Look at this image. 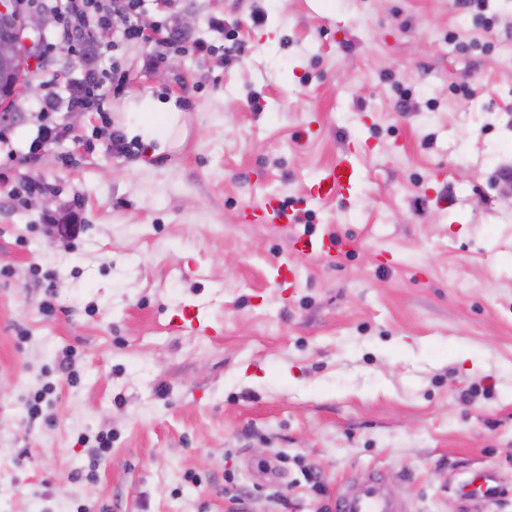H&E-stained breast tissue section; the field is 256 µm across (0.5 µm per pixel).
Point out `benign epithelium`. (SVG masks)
<instances>
[{
    "label": "benign epithelium",
    "mask_w": 512,
    "mask_h": 512,
    "mask_svg": "<svg viewBox=\"0 0 512 512\" xmlns=\"http://www.w3.org/2000/svg\"><path fill=\"white\" fill-rule=\"evenodd\" d=\"M54 21V13L34 7L29 0H0V72L8 74L0 89V106L27 85L41 38Z\"/></svg>",
    "instance_id": "7a95c632"
}]
</instances>
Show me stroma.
<instances>
[{
	"label": "stroma",
	"mask_w": 512,
	"mask_h": 512,
	"mask_svg": "<svg viewBox=\"0 0 512 512\" xmlns=\"http://www.w3.org/2000/svg\"><path fill=\"white\" fill-rule=\"evenodd\" d=\"M143 4L195 24L112 28L88 59L121 81L76 123L40 111L83 72L52 48L0 127V512H228L255 484L239 512H333L375 473L411 512H512V0L487 29L459 0ZM148 98L185 134L157 154L127 133ZM46 124L69 133L31 152ZM347 154L351 189L308 200ZM266 195L309 223H245ZM75 209L79 237L45 226ZM307 231L343 244L292 255ZM189 305L209 335L169 332ZM485 472L501 497L461 494Z\"/></svg>",
	"instance_id": "stroma-1"
}]
</instances>
